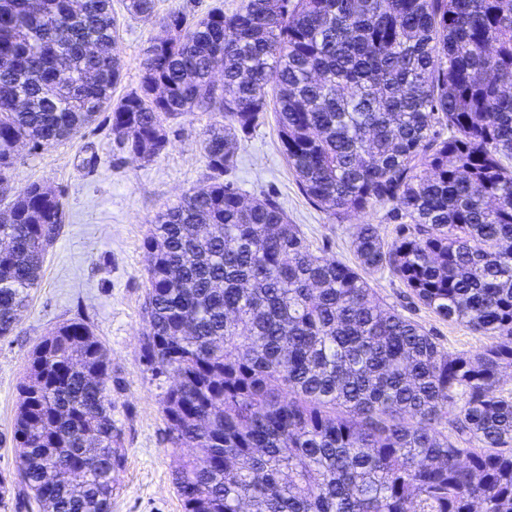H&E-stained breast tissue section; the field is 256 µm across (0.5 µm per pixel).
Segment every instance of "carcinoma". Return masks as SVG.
<instances>
[{
  "label": "carcinoma",
  "instance_id": "carcinoma-1",
  "mask_svg": "<svg viewBox=\"0 0 512 512\" xmlns=\"http://www.w3.org/2000/svg\"><path fill=\"white\" fill-rule=\"evenodd\" d=\"M136 87L111 0H0V186L18 147L73 140L109 113L113 140L150 163L194 112L208 182L151 222L144 359L171 375L161 410L184 512H512V0H239L190 23L155 0ZM98 53L84 50L87 41ZM224 73L222 86L213 71ZM277 87L279 139L307 199L331 216L387 208L396 237L362 224L356 263L314 252L271 195L224 180ZM448 130L443 134L437 130ZM0 222V338L39 286L63 222L38 182ZM388 270L443 320L492 342L448 357L381 302ZM13 440L20 491L40 512H110L124 467L112 358L90 326L33 350Z\"/></svg>",
  "mask_w": 512,
  "mask_h": 512
}]
</instances>
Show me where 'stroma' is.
<instances>
[{
	"mask_svg": "<svg viewBox=\"0 0 512 512\" xmlns=\"http://www.w3.org/2000/svg\"><path fill=\"white\" fill-rule=\"evenodd\" d=\"M112 12L118 24L115 51L123 65L112 90L117 100L139 82L143 47L167 32L155 22L129 19L124 0H112ZM216 120L214 113L198 112L170 126L168 149L146 164L131 161L117 146L103 113L71 142L20 148L12 190L33 181L49 187L62 197L64 222L44 259L39 287L19 312L13 333L0 339V480L14 479L18 386L28 374L32 350L59 325L82 321L112 357L113 417L122 430L125 462L111 512H184L173 484L178 458L166 442L159 406L175 380L152 378L142 357L147 267L142 242L159 212L206 181L201 141ZM229 178L246 198L275 194L311 249L327 257L354 263L350 241L360 224L376 225L384 240L395 236L385 208L338 219L307 200L281 151L275 112L242 140ZM369 283L380 299L436 336L449 356L481 352L490 342L413 302L389 272L374 273Z\"/></svg>",
	"mask_w": 512,
	"mask_h": 512,
	"instance_id": "obj_1",
	"label": "stroma"
}]
</instances>
